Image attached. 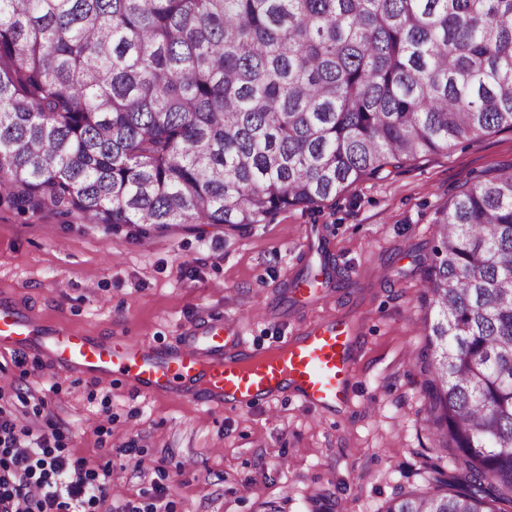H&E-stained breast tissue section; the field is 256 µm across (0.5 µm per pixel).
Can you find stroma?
<instances>
[{
  "mask_svg": "<svg viewBox=\"0 0 512 512\" xmlns=\"http://www.w3.org/2000/svg\"><path fill=\"white\" fill-rule=\"evenodd\" d=\"M510 166L512 132L500 131L265 224H185L145 240L0 202V303L44 325L167 350L221 316L262 350L340 319L357 366L353 399L331 412L289 394L220 409L0 349V410L18 427L57 430L64 454L109 474L114 512H381L423 488L437 462L420 359L436 212L467 181ZM325 253L346 287L298 300L289 283Z\"/></svg>",
  "mask_w": 512,
  "mask_h": 512,
  "instance_id": "1",
  "label": "stroma"
}]
</instances>
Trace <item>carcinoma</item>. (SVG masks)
I'll use <instances>...</instances> for the list:
<instances>
[{
    "label": "carcinoma",
    "instance_id": "obj_1",
    "mask_svg": "<svg viewBox=\"0 0 512 512\" xmlns=\"http://www.w3.org/2000/svg\"><path fill=\"white\" fill-rule=\"evenodd\" d=\"M512 131V0H0V200L139 237L313 208ZM420 320L449 457L385 512L512 509V168L438 210Z\"/></svg>",
    "mask_w": 512,
    "mask_h": 512
}]
</instances>
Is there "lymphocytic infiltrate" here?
<instances>
[{
  "mask_svg": "<svg viewBox=\"0 0 512 512\" xmlns=\"http://www.w3.org/2000/svg\"><path fill=\"white\" fill-rule=\"evenodd\" d=\"M110 496L109 480L58 454L49 435L0 414V512H88Z\"/></svg>",
  "mask_w": 512,
  "mask_h": 512,
  "instance_id": "obj_1",
  "label": "lymphocytic infiltrate"
}]
</instances>
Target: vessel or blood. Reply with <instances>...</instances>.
Wrapping results in <instances>:
<instances>
[{
  "label": "vessel or blood",
  "mask_w": 512,
  "mask_h": 512,
  "mask_svg": "<svg viewBox=\"0 0 512 512\" xmlns=\"http://www.w3.org/2000/svg\"><path fill=\"white\" fill-rule=\"evenodd\" d=\"M353 344L345 324L335 320L308 327L270 352H252L216 317L189 327L177 348L163 351L45 326L0 305L1 349L36 346L60 368L100 378L118 374L146 395L177 394L190 384V399L216 408H252L289 392L310 408L335 409L352 393Z\"/></svg>",
  "instance_id": "obj_1"
}]
</instances>
